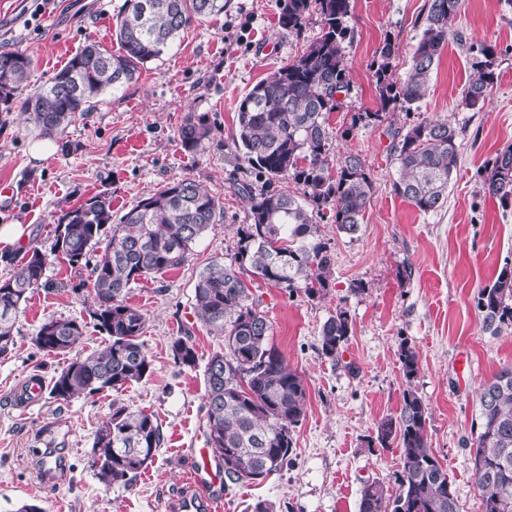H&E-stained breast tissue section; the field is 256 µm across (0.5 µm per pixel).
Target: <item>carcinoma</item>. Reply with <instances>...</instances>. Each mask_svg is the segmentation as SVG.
<instances>
[{"instance_id":"1","label":"carcinoma","mask_w":512,"mask_h":512,"mask_svg":"<svg viewBox=\"0 0 512 512\" xmlns=\"http://www.w3.org/2000/svg\"><path fill=\"white\" fill-rule=\"evenodd\" d=\"M351 2L279 0L282 29H301L315 12L321 34L300 57L255 84L238 107L236 142L265 179V187L240 185L248 196L249 223L240 229L238 251L228 264L217 260L209 265L194 288L197 317L224 334V350L208 358L203 375L207 444L223 462L231 457L235 461L224 468L227 488L261 482L292 464L294 429L307 405L304 380L271 343V324L251 299L250 284L260 279L290 292L301 289L312 298L319 295L333 257L318 235L317 219L330 209L337 230L353 238L371 198L372 182L359 156L347 155L330 166L328 115L339 108L338 95L349 86L344 44L353 36L345 24ZM461 4L462 0H430L404 79L390 83L384 68L375 71L382 106H412L424 98L448 43V23ZM222 13L224 0H125L115 24L120 53L87 44L47 83L32 87L26 85L31 56L0 51V106L6 112L24 113L38 136L55 138L76 117L92 111L100 95L138 79L141 69L161 58L192 23ZM469 51L472 72L464 101L474 107L485 99L497 76L492 47L471 46ZM458 135L446 118L421 121L395 134L400 178L394 190L423 214L438 210L448 198V182L457 167ZM209 136L205 121L188 113L179 130L184 148L199 151ZM283 178L303 187V200L273 187ZM483 188L502 206L512 204V146L497 154ZM220 218L216 197L192 177L166 183L116 220L112 200L105 195L67 210L56 225L51 254L33 248L18 271L0 281V357L13 350L17 314L42 285L53 255L90 269L89 286L96 300L92 317L110 341L103 350L76 357L54 375L51 397L68 401L150 377L152 362L140 342L145 316L126 304L127 291L141 280L184 265L196 240ZM477 309L482 328L490 335L512 329L511 261L504 262L492 283L479 289ZM351 326L346 311L330 315L321 329L322 355L336 360ZM82 333L83 326L75 319H50L40 325L32 342L43 352L57 354L71 350ZM171 352L175 363L198 367L190 337L174 338ZM400 360L406 378L414 377L418 358L406 341ZM428 413L423 399L408 389L399 416L379 424L376 440L381 447L398 445L399 492L391 496L380 482H368L361 490L359 512H460L448 472L429 448ZM162 442L155 414L114 402L95 432L91 467L106 485L130 487ZM128 448H143L145 455L133 457L126 453ZM470 453L482 512H512V365L502 366L480 389L478 432Z\"/></svg>"}]
</instances>
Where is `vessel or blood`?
<instances>
[{
  "mask_svg": "<svg viewBox=\"0 0 512 512\" xmlns=\"http://www.w3.org/2000/svg\"><path fill=\"white\" fill-rule=\"evenodd\" d=\"M193 466L188 472L182 496L172 505L174 512H199L202 504H209L212 512H222L224 497L220 490V466L209 449L192 451Z\"/></svg>",
  "mask_w": 512,
  "mask_h": 512,
  "instance_id": "b4317fda",
  "label": "vessel or blood"
}]
</instances>
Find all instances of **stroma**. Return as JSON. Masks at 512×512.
I'll return each mask as SVG.
<instances>
[{
  "mask_svg": "<svg viewBox=\"0 0 512 512\" xmlns=\"http://www.w3.org/2000/svg\"><path fill=\"white\" fill-rule=\"evenodd\" d=\"M125 0H0V50L33 59L28 82L40 85L85 44L110 50ZM430 0H354L345 45L349 89L328 118L336 157L359 156L373 183L361 232L337 230L332 215L319 233L333 255L324 291L310 298L256 281L252 298L272 325L271 340L297 370L308 391L294 431V462L263 482L224 492L223 512H251L259 500L276 512H359L365 481L396 493L402 469L397 448L374 437L380 422L398 416L403 393H418L429 408L428 444L448 472L462 512H481L470 448L478 415V389L512 364V330L492 336L481 327L480 288L512 260V206L485 194L483 177L498 152L512 144V0H463L449 26L448 44L434 68L426 97L414 109L382 107L374 72L387 65L392 79L406 75ZM278 0H228L223 15L193 24L139 80L107 93L93 112L56 139L54 154L32 158L36 133L17 111L0 112V225H26L18 246L0 255V280L12 276L30 248L50 252L63 211L98 194L122 215L162 185L184 177L205 184L223 216L197 240L180 268L135 284L127 304L141 310V336L153 373L119 390L80 395L66 402L42 393L23 408L25 385L49 382L72 355L102 350L108 335L91 316L89 270L54 259L42 285L16 319L15 346L0 358V512L36 501L46 512H162L176 498L191 466L190 451L207 445L202 369L175 364L173 338L190 336L200 360L224 347V337L198 320L194 286L216 259L237 252L248 200L236 186L255 172L234 138L240 101L260 80L302 55L321 32L318 15L300 31L278 24ZM396 51L384 57L386 42ZM494 47L497 80L484 102L469 108L464 87L471 73L470 45ZM381 112V120L370 115ZM211 129L202 150L183 148L179 129L187 113ZM445 117L458 128L459 162L448 200L424 214L398 196L400 176L393 134L424 120ZM348 311L352 333L338 361L320 352L323 323ZM83 324L72 353L45 354L32 338L49 319ZM409 343L419 371L406 378L400 346ZM157 415L163 442L133 487L105 485L89 463L96 429L113 403ZM52 472H45V464Z\"/></svg>",
  "mask_w": 512,
  "mask_h": 512,
  "instance_id": "1",
  "label": "stroma"
}]
</instances>
